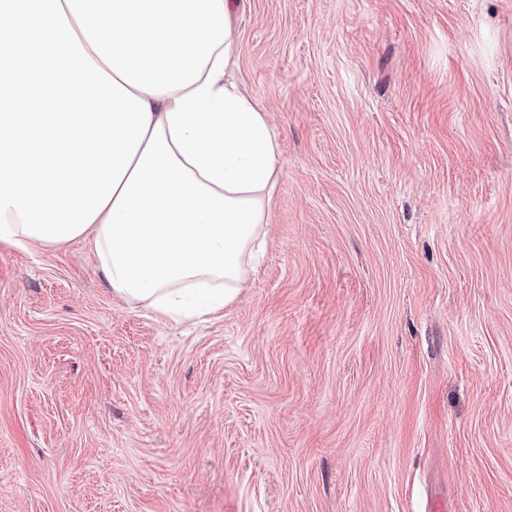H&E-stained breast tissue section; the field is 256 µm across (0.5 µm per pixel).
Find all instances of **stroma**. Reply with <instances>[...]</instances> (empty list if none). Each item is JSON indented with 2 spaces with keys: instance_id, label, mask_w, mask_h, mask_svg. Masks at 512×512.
<instances>
[{
  "instance_id": "1",
  "label": "stroma",
  "mask_w": 512,
  "mask_h": 512,
  "mask_svg": "<svg viewBox=\"0 0 512 512\" xmlns=\"http://www.w3.org/2000/svg\"><path fill=\"white\" fill-rule=\"evenodd\" d=\"M266 253L174 323L0 243V512H512V0H237Z\"/></svg>"
}]
</instances>
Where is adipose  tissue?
<instances>
[{"instance_id": "1", "label": "adipose tissue", "mask_w": 512, "mask_h": 512, "mask_svg": "<svg viewBox=\"0 0 512 512\" xmlns=\"http://www.w3.org/2000/svg\"><path fill=\"white\" fill-rule=\"evenodd\" d=\"M235 0H0V242L89 243L113 296L235 302L268 237L277 134L238 86Z\"/></svg>"}]
</instances>
